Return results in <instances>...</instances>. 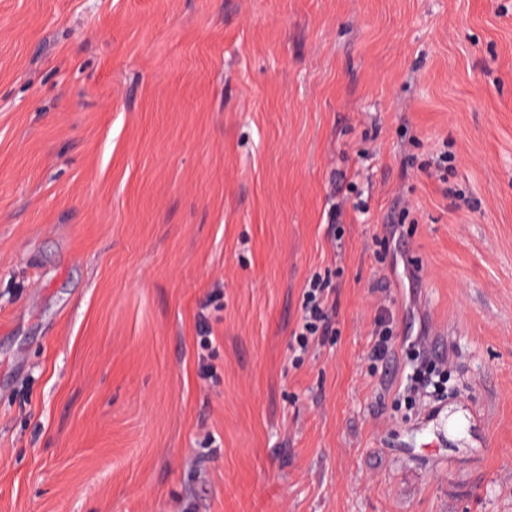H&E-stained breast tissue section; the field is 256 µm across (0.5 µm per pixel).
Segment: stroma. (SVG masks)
<instances>
[{"label": "stroma", "mask_w": 512, "mask_h": 512, "mask_svg": "<svg viewBox=\"0 0 512 512\" xmlns=\"http://www.w3.org/2000/svg\"><path fill=\"white\" fill-rule=\"evenodd\" d=\"M0 512H512V0H0ZM327 288V283L318 275L309 278L305 285L302 322L298 334H295L300 349L306 348L315 336H326L331 329Z\"/></svg>", "instance_id": "stroma-1"}]
</instances>
